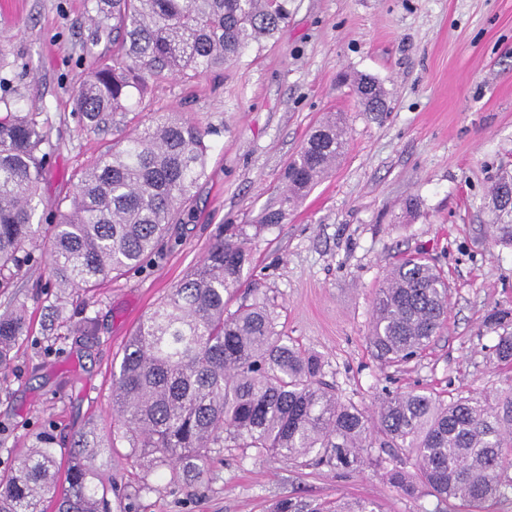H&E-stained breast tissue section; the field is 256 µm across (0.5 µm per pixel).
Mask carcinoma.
Listing matches in <instances>:
<instances>
[{
  "mask_svg": "<svg viewBox=\"0 0 512 512\" xmlns=\"http://www.w3.org/2000/svg\"><path fill=\"white\" fill-rule=\"evenodd\" d=\"M96 43L112 35V57L74 94L83 131L114 123L149 81L166 73L202 74L224 67L250 44L272 36L288 19V0H93ZM365 112L385 109L384 91L370 77L357 81ZM0 288L32 260L43 225L38 187L49 144L38 112H20L0 97ZM206 132L177 115L118 140L79 175L76 191L54 203L49 283L70 297L142 266L167 234L205 174ZM345 146L340 119L326 120L284 172L285 187L262 224H279ZM512 172L492 185L499 212L495 240L512 245ZM247 233L229 224L202 262L142 319L112 371V412L119 428L104 442L92 427L70 449L64 493L56 512H110L99 458L128 445L145 474L162 470L167 487L207 477V460L226 448L259 457L360 471L386 466L390 491L414 498L423 486L438 502L481 509L512 493V384L479 397L445 402L418 391L382 400L373 413L342 401L321 380L318 355L288 343L273 312L255 300L228 308L250 265ZM449 285L423 256L409 255L376 290L369 344L398 364L423 353L448 317ZM503 329L492 354L512 364L511 311L486 319ZM28 332L20 306L0 313V367ZM54 438L43 435L17 466L0 474V512H45L55 493ZM269 512H377L373 502L312 503L281 499Z\"/></svg>",
  "mask_w": 512,
  "mask_h": 512,
  "instance_id": "cac0c4a2",
  "label": "carcinoma"
}]
</instances>
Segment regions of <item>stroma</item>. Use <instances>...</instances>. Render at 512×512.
<instances>
[{
    "label": "stroma",
    "instance_id": "35a3bbf8",
    "mask_svg": "<svg viewBox=\"0 0 512 512\" xmlns=\"http://www.w3.org/2000/svg\"><path fill=\"white\" fill-rule=\"evenodd\" d=\"M289 8L273 37L224 68L151 81L112 129L89 134L72 98L112 54L111 38L88 42L89 0H0L11 103L49 122L45 203L71 196L92 159L169 113L208 130L210 147L194 201L148 266L105 281L58 317L45 239L36 263L0 290V310L23 302L30 326L0 371V472L47 428L62 462L85 428L111 439L112 369L128 338L200 263L221 225L258 224L288 162L333 113L347 123L341 164L284 221L252 237L233 304L264 301L281 335L321 356L338 396L370 411L409 390L447 400L512 383V366L492 356L500 330L485 322L512 310V246L491 237L484 205L500 168L512 170V0H290ZM360 74L382 85L386 111H360ZM408 253L445 274L448 319L422 356L387 366L368 342L372 302ZM209 469L208 483L174 490L116 456L102 478L111 512H267L279 499L339 497L382 512H469L459 502L442 507L423 488L401 497L373 467L346 473L228 448ZM145 478L154 489L138 492Z\"/></svg>",
    "mask_w": 512,
    "mask_h": 512
}]
</instances>
